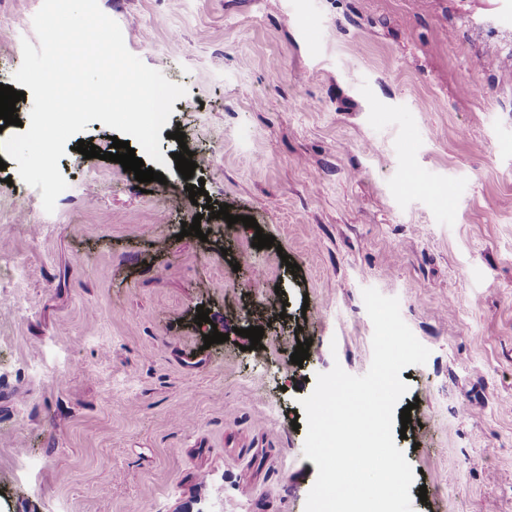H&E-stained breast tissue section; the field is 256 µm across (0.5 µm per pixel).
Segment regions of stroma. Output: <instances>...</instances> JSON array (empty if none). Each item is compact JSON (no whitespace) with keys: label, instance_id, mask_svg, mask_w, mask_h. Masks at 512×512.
Returning <instances> with one entry per match:
<instances>
[{"label":"stroma","instance_id":"stroma-1","mask_svg":"<svg viewBox=\"0 0 512 512\" xmlns=\"http://www.w3.org/2000/svg\"><path fill=\"white\" fill-rule=\"evenodd\" d=\"M98 2L186 88L160 149L187 144L205 193L85 158L110 149L98 121L54 213L0 170V512H305L291 422L316 373L368 371V287L430 351L395 441L414 512H512V0ZM41 4L0 0V84ZM208 202L258 225L182 236ZM201 307L228 341L205 345Z\"/></svg>","mask_w":512,"mask_h":512}]
</instances>
